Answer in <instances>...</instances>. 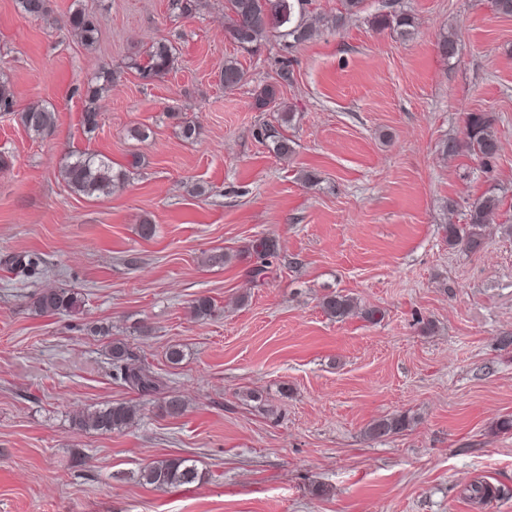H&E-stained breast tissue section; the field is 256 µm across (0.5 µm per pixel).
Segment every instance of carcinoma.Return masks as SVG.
Segmentation results:
<instances>
[{"instance_id": "carcinoma-1", "label": "carcinoma", "mask_w": 512, "mask_h": 512, "mask_svg": "<svg viewBox=\"0 0 512 512\" xmlns=\"http://www.w3.org/2000/svg\"><path fill=\"white\" fill-rule=\"evenodd\" d=\"M311 0H224V16L227 31L233 41L243 50L257 49L269 36L286 37L293 45H301L312 40L318 29L308 22ZM21 11L31 18H41L47 14L48 0H19ZM375 16L372 24L379 29H390L402 38L412 35L411 18L394 9ZM67 24L78 32L86 45H93L98 37V26L93 17L82 9L73 10ZM173 49L164 41H155L149 47L145 62H134V69L143 81H152L167 75L175 66ZM97 83L86 90L83 106V124L88 132H93L99 124L98 100L105 93L114 75L104 70L95 76ZM245 80V72L235 60L224 62L222 81L227 89L239 86ZM21 121L25 129L35 137L48 135L54 127V113L40 106H32L22 112ZM462 147L471 151L480 164L489 169L496 160L500 146L493 130V118L485 112H469L465 120L464 142L449 141L444 146L447 153H456ZM63 181L71 190L86 196L108 194L119 186L123 174L112 169L105 157L89 152L71 155L60 172ZM501 205V198L492 192L480 196L470 207L467 223L448 224L444 227L448 246H461L470 252L483 248V226ZM251 253L262 264L252 270L254 278H262L266 273L263 261L277 253V243L267 237L252 241ZM5 264L29 278H37L48 272L49 262L35 252H25L7 256ZM81 298L70 288L42 289L29 299V307L38 315L71 313L79 309ZM320 307L326 316L343 319L353 311L371 324L384 319L385 312L379 307H360L354 298L340 292H329L320 299ZM214 304L207 297H199L191 304V312L197 319L212 315ZM107 357L112 366V379L141 395L162 393L166 390L164 378L150 365L141 362L134 364L137 356L130 347L120 341L110 342ZM140 416V408L130 402H114L94 406L82 412L74 425L84 431L101 433L120 432L132 427ZM410 427V418L405 413L381 417L370 423L366 434L372 439H380L404 432ZM201 480L196 465L187 457L169 456L146 465L139 472V481L156 489L177 488ZM497 490L485 481L470 485V497L484 502L492 498Z\"/></svg>"}]
</instances>
